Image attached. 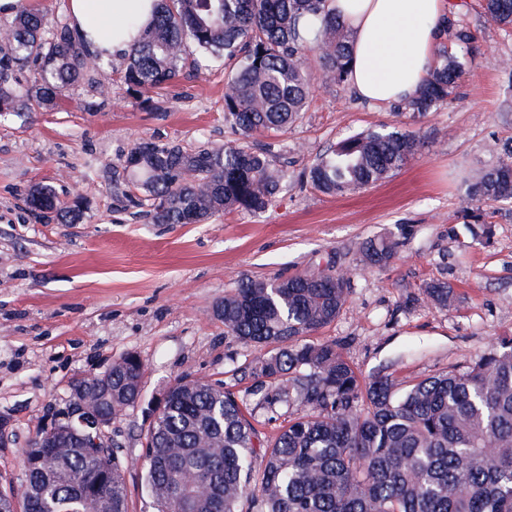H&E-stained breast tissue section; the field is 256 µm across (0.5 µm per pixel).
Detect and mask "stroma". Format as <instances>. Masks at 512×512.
<instances>
[{"instance_id":"stroma-1","label":"stroma","mask_w":512,"mask_h":512,"mask_svg":"<svg viewBox=\"0 0 512 512\" xmlns=\"http://www.w3.org/2000/svg\"><path fill=\"white\" fill-rule=\"evenodd\" d=\"M474 40L447 103L418 117L402 103L379 106L349 83L313 75L299 120L270 141L288 177L263 213L227 212L204 224H153L112 183L137 142L195 150L239 141L224 121V63L188 52L179 77L141 103L110 62L108 92L68 88L57 105L0 119V488L20 490L22 450L69 406L74 378L99 375L128 353L145 366L142 399L109 433L120 456L138 460L146 413L181 374L224 384L253 410L262 440L296 409L257 408L241 368L259 356L226 336L214 304L245 278L272 280L334 263L355 269L340 315L316 332L336 342L363 379L409 382L466 365L512 336V202L484 208L490 234L471 233L469 184L494 166L493 144L512 140V26L484 15L483 0H447ZM415 132L419 151L387 181L342 196L320 193L305 172L317 156L358 133ZM37 184L60 201L80 194L78 224L40 220L26 203ZM370 238L399 244L383 269L359 270ZM448 282L445 309L423 290Z\"/></svg>"}]
</instances>
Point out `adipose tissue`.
I'll list each match as a JSON object with an SVG mask.
<instances>
[{"label": "adipose tissue", "instance_id": "adipose-tissue-1", "mask_svg": "<svg viewBox=\"0 0 512 512\" xmlns=\"http://www.w3.org/2000/svg\"><path fill=\"white\" fill-rule=\"evenodd\" d=\"M353 34L349 82L376 104L411 98L426 79L448 17L446 0H329ZM72 25L94 54L118 59L153 18V0H69Z\"/></svg>", "mask_w": 512, "mask_h": 512}]
</instances>
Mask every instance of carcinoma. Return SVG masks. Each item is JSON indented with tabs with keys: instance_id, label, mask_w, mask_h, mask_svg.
Segmentation results:
<instances>
[{
	"instance_id": "cac0c4a2",
	"label": "carcinoma",
	"mask_w": 512,
	"mask_h": 512,
	"mask_svg": "<svg viewBox=\"0 0 512 512\" xmlns=\"http://www.w3.org/2000/svg\"><path fill=\"white\" fill-rule=\"evenodd\" d=\"M327 0H159L152 24L131 47L121 78L143 97L179 76L188 45L233 63L224 121L243 141L188 151L142 140L112 180L154 224H204L224 212L262 213L286 173L262 139L286 132L304 111L314 64L326 83L347 81L352 33ZM486 15L512 25V0H484ZM52 28L51 38L43 33ZM453 45L473 40L448 20ZM460 56L443 48L406 108L420 116L446 102L460 77ZM102 59L66 24L21 5L0 20V114L52 106L67 88L105 92ZM419 137L367 130L337 143L308 169L314 188L343 195L394 175L418 151ZM497 162L472 185L479 206L512 199V146H494ZM34 214L78 224L84 201H59L50 185L27 195ZM398 243L359 246L367 268L387 266ZM352 272L330 266L274 281L246 279L214 313L224 333L266 350L243 371L273 410L308 411L263 442L243 405L222 385L188 374L175 379L143 435L141 490L151 512H512V338L461 369L404 388L389 376L361 381L334 342L308 337L332 324L347 303ZM426 298L444 309L453 289L435 282ZM144 365L112 364L106 416L135 404ZM55 425L48 445L23 451L22 501L0 494V512H129V468L111 444L87 441ZM262 469L255 478V465Z\"/></svg>"
}]
</instances>
